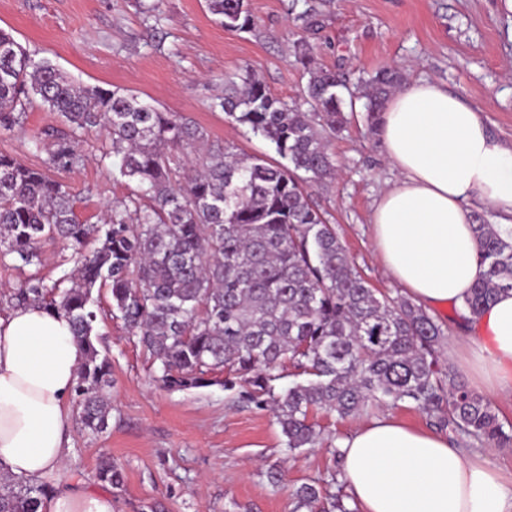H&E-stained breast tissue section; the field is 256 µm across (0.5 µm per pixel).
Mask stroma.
Listing matches in <instances>:
<instances>
[{"label":"stroma","mask_w":512,"mask_h":512,"mask_svg":"<svg viewBox=\"0 0 512 512\" xmlns=\"http://www.w3.org/2000/svg\"><path fill=\"white\" fill-rule=\"evenodd\" d=\"M316 2L325 14V27L312 40L317 62L367 76L391 66L408 82L439 81L479 108L500 139L512 141V14L500 11L498 0ZM154 3L158 21L149 26L143 10ZM249 7L254 29L235 32L213 22L205 0H0V28L77 82L133 91L198 123L211 141L272 161L276 155L265 142L210 108L224 93L221 74L245 67L278 97L303 94L307 77L289 47L295 26L287 0H249ZM56 124L53 113L33 103L24 129L0 133V152L42 167L45 156L29 139ZM99 147L88 137L83 164L62 176L76 196L77 217L90 224L127 194L100 164ZM330 150L340 175L319 190L318 202L371 285L403 295L372 243L374 202L398 177L379 136L368 133L358 113ZM429 313L448 327L441 361L469 378L455 346L463 334L458 308ZM99 331L112 362L109 427L96 434L71 416L65 474L95 484L99 460L112 457L125 473L123 488L112 492L114 512H141L154 502L164 512H291V487L325 473V447L284 455L272 414L233 405L219 385L162 389L121 321L104 319ZM279 459L287 481L275 488L262 472Z\"/></svg>","instance_id":"stroma-1"}]
</instances>
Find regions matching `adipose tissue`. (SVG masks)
Returning a JSON list of instances; mask_svg holds the SVG:
<instances>
[{
    "mask_svg": "<svg viewBox=\"0 0 512 512\" xmlns=\"http://www.w3.org/2000/svg\"><path fill=\"white\" fill-rule=\"evenodd\" d=\"M380 140L399 177L371 214L378 257L418 303H461L482 277L472 201L512 228V143L442 83L420 80L387 101ZM458 342L474 380L512 392V291L466 315ZM83 351L64 316L21 306L0 315V472L54 479L39 512H114L111 494L64 475L69 405ZM341 466L360 512H512V487L480 454L389 415L344 438Z\"/></svg>",
    "mask_w": 512,
    "mask_h": 512,
    "instance_id": "ef3b65f1",
    "label": "adipose tissue"
}]
</instances>
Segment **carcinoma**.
<instances>
[{"mask_svg":"<svg viewBox=\"0 0 512 512\" xmlns=\"http://www.w3.org/2000/svg\"><path fill=\"white\" fill-rule=\"evenodd\" d=\"M229 31L256 25L248 0H206ZM288 14L308 34L323 28L312 0H288ZM307 75L303 102L271 93L250 68L224 75L214 107L264 139L280 158H246L209 142L206 130L118 87L71 80L0 29V131L24 127L38 101L59 127L31 136L45 168L0 152V258L42 265L40 244L58 238L72 250L71 271L55 280L37 272L9 295L69 319L84 349L76 387L84 428L102 433L111 410V363L100 356L99 322L111 317L157 365L155 380L183 391L216 383L230 401L270 412L290 454L326 444L341 462L339 436L309 420L322 409L343 420L368 410L413 405L427 424L458 443L512 446V421L439 363L446 325L404 296L373 287L312 197L336 179L329 145L363 101L369 132L379 131L386 100L401 83L378 70L353 90L319 65L306 38L292 41ZM103 135L102 165L129 193L97 224L81 222L75 195L53 177L78 167L80 145ZM478 259L485 271L463 298L476 315L512 291V232L476 214ZM106 289L109 307L94 290ZM292 377L288 384L280 380ZM98 481L120 489L124 470L109 458ZM341 469L291 493L292 512H357L341 487ZM51 481L0 475V512H38Z\"/></svg>","mask_w":512,"mask_h":512,"instance_id":"carcinoma-1","label":"carcinoma"}]
</instances>
